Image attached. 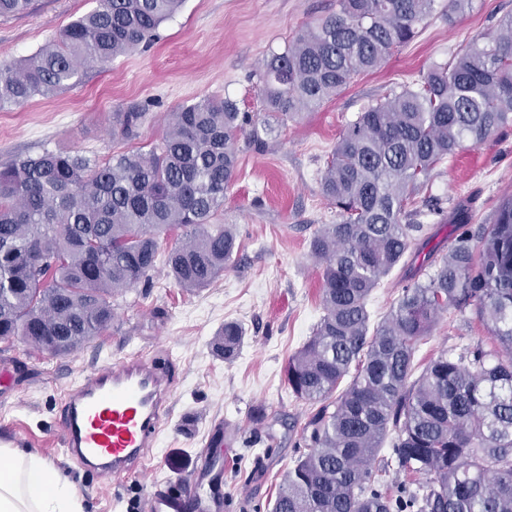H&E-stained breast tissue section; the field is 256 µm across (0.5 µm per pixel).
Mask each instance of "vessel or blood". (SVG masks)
Returning <instances> with one entry per match:
<instances>
[{"instance_id":"1","label":"vessel or blood","mask_w":512,"mask_h":512,"mask_svg":"<svg viewBox=\"0 0 512 512\" xmlns=\"http://www.w3.org/2000/svg\"><path fill=\"white\" fill-rule=\"evenodd\" d=\"M175 386L143 354L96 363L61 401L59 441L78 466L120 480L143 470L156 448ZM224 500L207 468L181 486L152 490L147 512H222Z\"/></svg>"}]
</instances>
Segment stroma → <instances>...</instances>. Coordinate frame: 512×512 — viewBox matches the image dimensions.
I'll list each match as a JSON object with an SVG mask.
<instances>
[{
    "label": "stroma",
    "mask_w": 512,
    "mask_h": 512,
    "mask_svg": "<svg viewBox=\"0 0 512 512\" xmlns=\"http://www.w3.org/2000/svg\"><path fill=\"white\" fill-rule=\"evenodd\" d=\"M436 0L412 42L378 70L352 83L315 111L276 128L263 153L244 152L218 223L232 225L240 243L230 266L199 291L180 288L165 266L149 282L116 298L114 319L101 336L68 356H52L23 340L0 342V434L20 439L49 466L67 474L85 512H145L155 486L188 478L206 453L219 455L223 512H269L300 450L301 431L316 407L288 388L289 358L306 342L321 314V269L309 243L338 221L320 191V177L345 125L364 107L415 83L459 46L493 33L512 12V0H474L455 17ZM96 0H32L21 15L0 17V59L19 60L56 39ZM336 0H184L147 50L84 70L73 87L21 106L0 109V164L44 150L104 160L158 141L166 116L204 98L234 100L240 111L263 115L260 67L282 52L307 24L335 12ZM145 114L129 142L112 134V115ZM512 193V124L477 146H466L432 172L416 197L440 198L445 223L429 221L434 263L448 255L451 220L462 208L488 218ZM245 330L233 361L213 353L225 322ZM473 314L448 312L420 345L418 364L467 344L491 345ZM139 351L170 369L176 388L146 471L122 481L78 468L56 439L60 399L75 377L102 357Z\"/></svg>",
    "instance_id": "35a3bbf8"
}]
</instances>
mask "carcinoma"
Returning a JSON list of instances; mask_svg holds the SVG:
<instances>
[{
	"label": "carcinoma",
	"mask_w": 512,
	"mask_h": 512,
	"mask_svg": "<svg viewBox=\"0 0 512 512\" xmlns=\"http://www.w3.org/2000/svg\"><path fill=\"white\" fill-rule=\"evenodd\" d=\"M182 0H99L39 52L0 61V109L74 84L91 63L148 47ZM436 0H337L260 72L267 112L256 122L228 99L172 113L147 152L98 163L45 150L0 168V341L20 338L69 355L112 324L113 302L163 262L187 290L209 286L238 253L234 229L214 220L239 153L262 152L271 121L318 109L411 42ZM31 0H0V15ZM143 112L112 113V133L134 140ZM512 123V13L496 32L431 67L348 122L326 163L321 194L340 221L310 241L321 266L323 315L289 359L295 398L318 405L271 512H512V195L472 228L458 212L448 258L411 275L390 314L369 327L370 296L423 230L414 199L464 144ZM181 242L160 252V236ZM474 314L497 346L467 344L415 374V353L440 317ZM244 328L212 341L226 361ZM389 457L375 460L385 441ZM425 481L397 495L384 476Z\"/></svg>",
	"instance_id": "1"
}]
</instances>
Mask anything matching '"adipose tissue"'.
<instances>
[{"instance_id": "1", "label": "adipose tissue", "mask_w": 512, "mask_h": 512, "mask_svg": "<svg viewBox=\"0 0 512 512\" xmlns=\"http://www.w3.org/2000/svg\"><path fill=\"white\" fill-rule=\"evenodd\" d=\"M0 512H85L75 485L36 453L0 446Z\"/></svg>"}]
</instances>
